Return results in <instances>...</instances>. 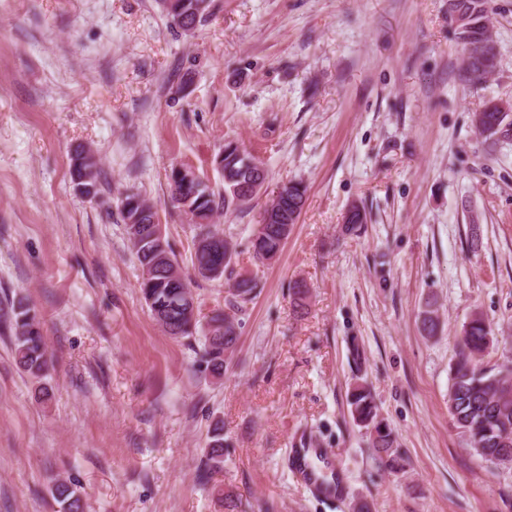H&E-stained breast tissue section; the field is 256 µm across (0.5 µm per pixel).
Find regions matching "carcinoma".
Here are the masks:
<instances>
[{"label":"carcinoma","instance_id":"1","mask_svg":"<svg viewBox=\"0 0 512 512\" xmlns=\"http://www.w3.org/2000/svg\"><path fill=\"white\" fill-rule=\"evenodd\" d=\"M198 0H169L166 15L184 31L194 29L209 14L210 7L196 9ZM458 16L454 18L457 39L463 46L465 72L468 79L479 83L485 78L484 55L491 39L489 30V0H453ZM512 104L498 105L486 101L473 114V126L482 136L495 127L512 126ZM80 161L87 171V189L81 194L93 198L98 193L99 159L91 149L76 151L72 161ZM224 178V192H217L193 171L190 184L177 179L171 170L169 181L173 199L189 212L199 224L197 240H206L203 248L194 247L190 260L198 276L208 279L216 266L222 275L233 280L231 308L250 302L257 288L255 279L234 274L237 251L232 241L210 228V221L220 210H235L255 198L266 180L263 163L233 142L214 158ZM307 188L301 181L283 184L264 209L265 217L251 241L253 259L257 262L274 258L288 238L285 221L298 222L306 204ZM124 224L143 225L144 234L128 236L141 269L139 288L152 315L165 332L176 339L191 338L197 331L198 320L183 307L184 295L191 293L166 238H154L148 225L159 224L153 206L141 193L129 189L121 199ZM344 223L346 231L357 232L367 223L365 207L356 203L348 206ZM423 335L433 337L438 332L435 310H425L421 317ZM0 331L12 338L18 367L35 383L37 398L42 402L52 395L46 382L52 367L43 327L29 298L17 293L0 308ZM240 324L234 317L216 311L203 330L202 347L195 361L196 369L220 379L226 369V356L235 349ZM492 340V328L486 318L475 313L463 326V336L456 358L450 367L448 410L457 429L472 452L491 464H500L506 448L512 449V364L497 368L483 366L482 356ZM349 412L353 422L369 431V448L374 457L389 470H403V454L391 428L381 417L371 390L364 384L353 386L348 394ZM224 467V424L218 418L211 421L207 445L200 461L199 480L206 484L209 476ZM50 492L60 506V512H85V503L74 481L58 480Z\"/></svg>","mask_w":512,"mask_h":512}]
</instances>
